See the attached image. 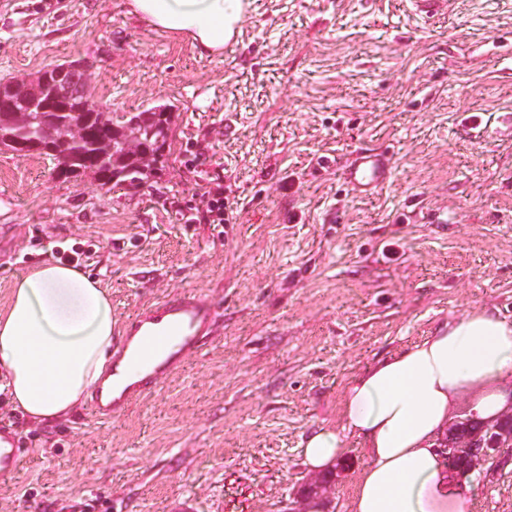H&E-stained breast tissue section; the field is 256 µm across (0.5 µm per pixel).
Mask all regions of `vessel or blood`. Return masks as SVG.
Segmentation results:
<instances>
[{
    "mask_svg": "<svg viewBox=\"0 0 512 512\" xmlns=\"http://www.w3.org/2000/svg\"><path fill=\"white\" fill-rule=\"evenodd\" d=\"M393 167L386 153L366 149L341 168L352 191L367 193L390 181ZM214 305L185 290L138 310L112 338V379L100 384L90 401L99 421L120 418L131 406L155 392L188 359L201 352L214 317ZM24 450L17 433L0 427V475L16 472Z\"/></svg>",
    "mask_w": 512,
    "mask_h": 512,
    "instance_id": "1",
    "label": "vessel or blood"
}]
</instances>
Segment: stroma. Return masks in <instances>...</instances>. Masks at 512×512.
Returning <instances> with one entry per match:
<instances>
[{"instance_id":"1","label":"stroma","mask_w":512,"mask_h":512,"mask_svg":"<svg viewBox=\"0 0 512 512\" xmlns=\"http://www.w3.org/2000/svg\"><path fill=\"white\" fill-rule=\"evenodd\" d=\"M251 2L238 40L202 56L127 0H0V82L80 60L113 116L173 113L143 182L0 149V308L23 255L81 243L116 322L183 289L217 310L202 352L117 420L37 427L1 392L24 459L0 512H293L314 475L302 440L336 425L353 377L469 309L512 321V0L426 21L409 0ZM372 146L393 176L352 193L339 169ZM218 184L228 224L205 220ZM346 448L329 512L367 464ZM463 493L465 512H512V460Z\"/></svg>"}]
</instances>
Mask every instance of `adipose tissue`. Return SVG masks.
Listing matches in <instances>:
<instances>
[{"mask_svg": "<svg viewBox=\"0 0 512 512\" xmlns=\"http://www.w3.org/2000/svg\"><path fill=\"white\" fill-rule=\"evenodd\" d=\"M154 29L222 52L244 0H128ZM112 303L74 265L49 260L14 280L0 309V373L15 408L50 424L81 406L110 370ZM473 393V418L491 421L512 403V323L476 308L378 360L344 388L336 428L303 442L322 470L358 438L367 466L350 512H464L462 481L444 461L453 404Z\"/></svg>", "mask_w": 512, "mask_h": 512, "instance_id": "ef3b65f1", "label": "adipose tissue"}]
</instances>
